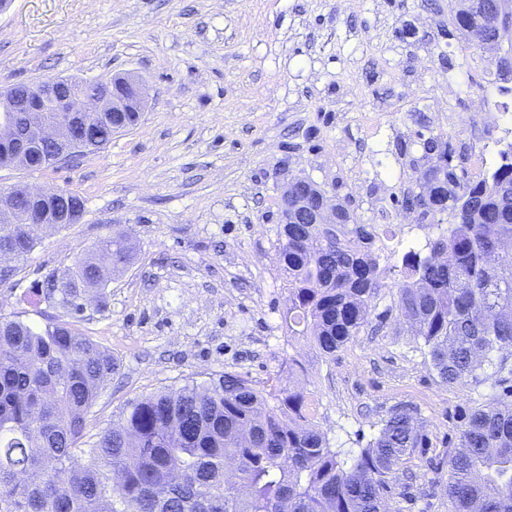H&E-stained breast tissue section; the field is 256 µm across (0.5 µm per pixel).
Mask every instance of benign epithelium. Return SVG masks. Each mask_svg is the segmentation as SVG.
<instances>
[{
  "instance_id": "1",
  "label": "benign epithelium",
  "mask_w": 512,
  "mask_h": 512,
  "mask_svg": "<svg viewBox=\"0 0 512 512\" xmlns=\"http://www.w3.org/2000/svg\"><path fill=\"white\" fill-rule=\"evenodd\" d=\"M497 38L485 43L491 47L504 37L503 24L512 21L508 0H495ZM147 97L144 81L128 77L118 82L103 79L93 86L87 82L55 79L35 83H22L0 95V140L16 147L14 165L29 162L27 148L34 143L52 145L51 153L36 163L38 168H48L74 160L79 151L95 149L94 143L78 133L95 115L110 112H140ZM442 163L439 149L427 154V164L419 170L417 182L420 189L430 186L432 168ZM74 193L60 190H38L18 183L0 193V213L16 224H43L45 230L62 224H77L83 216L80 206L72 204ZM336 203L333 196L324 195L315 204L297 202L285 209L284 224H334Z\"/></svg>"
}]
</instances>
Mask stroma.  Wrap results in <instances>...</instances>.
Here are the masks:
<instances>
[{
	"label": "stroma",
	"mask_w": 512,
	"mask_h": 512,
	"mask_svg": "<svg viewBox=\"0 0 512 512\" xmlns=\"http://www.w3.org/2000/svg\"><path fill=\"white\" fill-rule=\"evenodd\" d=\"M512 39L486 50L455 29L448 0H12L0 13V90L49 78L132 73L146 84L133 129L78 161L0 167L16 183L82 196L79 223L45 233L9 282L0 317L74 325L118 369L87 416L89 434L127 404L231 372L304 389L343 460L378 435L389 407L418 409L432 446L404 466L386 512H449L447 476L464 410L490 383L440 382L391 292L351 342L324 356L288 337L275 245L280 186L312 180L345 198L386 246H424L400 204L422 140L441 134L476 176L512 143ZM136 251L75 312L36 293L112 230Z\"/></svg>",
	"instance_id": "stroma-1"
}]
</instances>
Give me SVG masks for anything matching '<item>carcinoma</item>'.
<instances>
[{"mask_svg": "<svg viewBox=\"0 0 512 512\" xmlns=\"http://www.w3.org/2000/svg\"><path fill=\"white\" fill-rule=\"evenodd\" d=\"M450 14L475 43L494 34L464 0ZM499 156L474 180L457 173L447 148L434 172L437 199L417 193L406 205L445 214L448 226L403 254L393 286V252L361 225L285 224L277 243L288 273V335L308 336L331 356L392 286L396 310L441 383L495 376L491 401L457 425L451 512H512V144ZM116 235L98 245L112 253L115 271L132 260ZM41 238L36 224H0V244L18 259ZM66 279L60 288L48 278L44 297L69 307L82 290L107 283L82 256ZM115 370L112 353L68 324L0 320V512H384L400 464L430 447L418 410L398 404L347 463L308 417L304 391L229 372L138 400L121 423L89 437L87 415ZM79 455L92 463L76 465Z\"/></svg>", "mask_w": 512, "mask_h": 512, "instance_id": "obj_1", "label": "carcinoma"}]
</instances>
